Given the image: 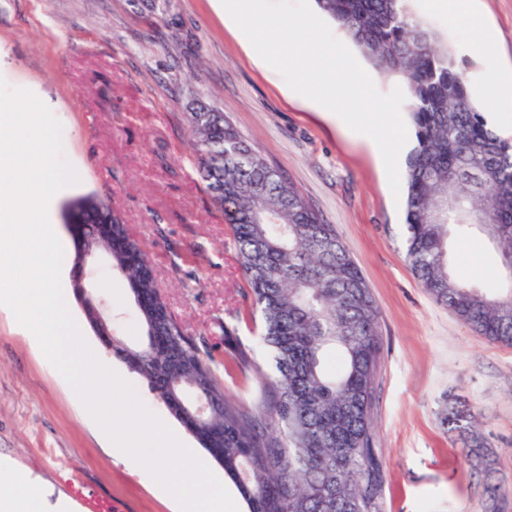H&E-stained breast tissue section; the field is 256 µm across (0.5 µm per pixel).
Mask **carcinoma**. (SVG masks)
<instances>
[{
	"label": "carcinoma",
	"mask_w": 512,
	"mask_h": 512,
	"mask_svg": "<svg viewBox=\"0 0 512 512\" xmlns=\"http://www.w3.org/2000/svg\"><path fill=\"white\" fill-rule=\"evenodd\" d=\"M317 5L405 89L417 141L405 169L407 263L479 335L512 345V142L487 126L448 45L409 0ZM190 122L195 165L224 209L260 314L273 364L264 375L268 401L253 410L226 397L213 357L158 298L150 260L126 225L109 206L79 197L65 205L64 222L112 223L113 271L128 280L148 332L137 347L113 338L112 353L224 470L248 512H373L367 463L381 326L371 290L333 225L229 119L199 103ZM459 233L480 235L498 250V292L456 275L451 244ZM336 351L341 366L333 371L325 360ZM178 380L207 398L204 418L184 405ZM485 492L496 512L512 486L493 483Z\"/></svg>",
	"instance_id": "obj_1"
}]
</instances>
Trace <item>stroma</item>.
I'll return each mask as SVG.
<instances>
[{
  "instance_id": "obj_1",
  "label": "stroma",
  "mask_w": 512,
  "mask_h": 512,
  "mask_svg": "<svg viewBox=\"0 0 512 512\" xmlns=\"http://www.w3.org/2000/svg\"><path fill=\"white\" fill-rule=\"evenodd\" d=\"M479 4L495 30L490 44L432 0L411 2L453 49L476 97L512 70V0ZM0 78L51 101L79 178L75 195L94 193L120 214L226 393L256 408L270 356L230 226L191 160L195 100L224 112L333 225L371 288L381 325L370 410L376 512H485L486 478L472 469L465 436L443 422L451 407L482 414L493 476L512 481V345L486 340L433 299L405 259L404 205L385 174L254 61L209 0H0ZM452 253L463 280L497 290L499 256L482 238H455ZM96 287L118 336L140 343L125 278L104 267ZM239 347L259 373L233 366ZM0 457L17 466L1 496L49 490L81 512H173L113 457L76 392L1 311Z\"/></svg>"
}]
</instances>
